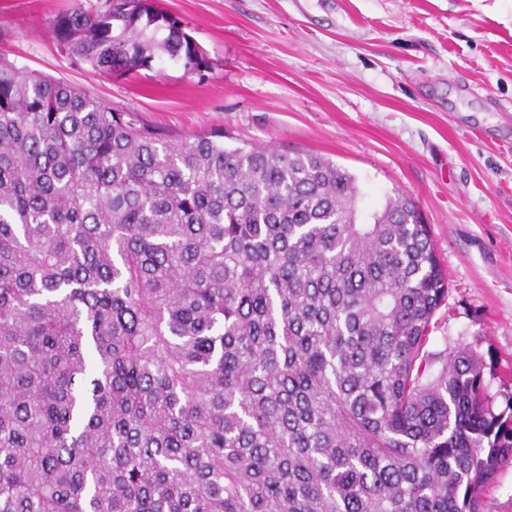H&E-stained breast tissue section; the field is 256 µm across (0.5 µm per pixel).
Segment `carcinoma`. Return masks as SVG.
<instances>
[{
	"label": "carcinoma",
	"instance_id": "cac0c4a2",
	"mask_svg": "<svg viewBox=\"0 0 512 512\" xmlns=\"http://www.w3.org/2000/svg\"><path fill=\"white\" fill-rule=\"evenodd\" d=\"M60 53L207 57L154 0H81ZM228 148L0 59V512H484L512 393L430 349L448 274L408 196Z\"/></svg>",
	"mask_w": 512,
	"mask_h": 512
}]
</instances>
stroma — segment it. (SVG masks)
<instances>
[{"instance_id":"stroma-1","label":"stroma","mask_w":512,"mask_h":512,"mask_svg":"<svg viewBox=\"0 0 512 512\" xmlns=\"http://www.w3.org/2000/svg\"><path fill=\"white\" fill-rule=\"evenodd\" d=\"M78 1L106 5L0 0V56L153 126L321 154L362 213L409 196L451 288L433 349L472 346L512 392V0H159L209 68L160 54L123 78L59 53L49 23Z\"/></svg>"}]
</instances>
